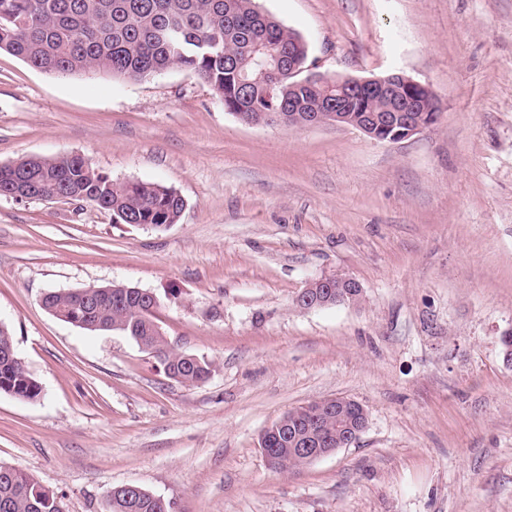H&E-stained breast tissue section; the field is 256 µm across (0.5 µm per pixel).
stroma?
<instances>
[{"label": "stroma", "instance_id": "obj_1", "mask_svg": "<svg viewBox=\"0 0 512 512\" xmlns=\"http://www.w3.org/2000/svg\"><path fill=\"white\" fill-rule=\"evenodd\" d=\"M308 44V72H401L437 121L397 142L348 126L248 125L175 68L61 77L0 52V164L80 155L185 201L162 229L94 206L0 197V325L42 387L0 393V461L108 512L136 484L174 512H512V0H257ZM338 275L356 303L295 306ZM127 283L161 299L168 378L43 293ZM364 405L349 447L272 470L259 437L325 398ZM333 279H336V281L333 284V288H330V281ZM317 288H328L332 290L331 296L334 298L336 297V303L331 305H336L342 302L354 303V299L361 294V288L354 279L341 276H326L317 281H314L306 286L304 292H315ZM336 288H344L343 294L341 295L339 292H336Z\"/></svg>", "mask_w": 512, "mask_h": 512}]
</instances>
